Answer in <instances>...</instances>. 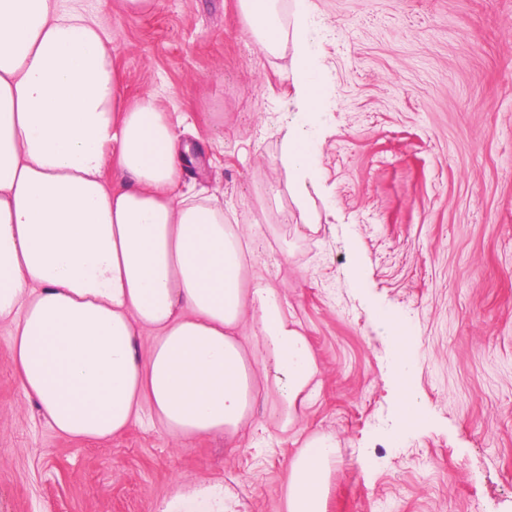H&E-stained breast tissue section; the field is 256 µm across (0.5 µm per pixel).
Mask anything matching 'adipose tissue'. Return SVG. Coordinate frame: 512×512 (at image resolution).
I'll list each match as a JSON object with an SVG mask.
<instances>
[{
  "instance_id": "adipose-tissue-1",
  "label": "adipose tissue",
  "mask_w": 512,
  "mask_h": 512,
  "mask_svg": "<svg viewBox=\"0 0 512 512\" xmlns=\"http://www.w3.org/2000/svg\"><path fill=\"white\" fill-rule=\"evenodd\" d=\"M237 7L261 53L302 46L306 33L288 26L281 0ZM184 163L152 99L124 103L96 20L60 0H0V328L25 398L60 435L107 440L147 410L179 441L232 436L260 389L291 405L319 373L272 290L245 287V230L218 197L175 195ZM276 165L316 230L297 130L284 133ZM254 337L270 363L254 359ZM336 455L325 436L299 448L283 512H326ZM235 505L231 493L203 490L166 512Z\"/></svg>"
}]
</instances>
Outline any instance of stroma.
<instances>
[{
    "label": "stroma",
    "instance_id": "1",
    "mask_svg": "<svg viewBox=\"0 0 512 512\" xmlns=\"http://www.w3.org/2000/svg\"><path fill=\"white\" fill-rule=\"evenodd\" d=\"M112 41L128 103L152 97L195 160L178 192L243 225L248 284L276 289L317 359L293 425L259 395L233 438L177 442L143 414L109 440L59 435L27 402L0 329V512H164L222 488L282 512L288 466L336 442L327 512H512V0H306L310 72L258 51L236 0H80ZM312 146L305 228L275 165L287 126ZM404 330L423 411L396 427ZM295 103L301 112H317L319 111V95L316 92L315 84L312 80L307 79L301 83H294Z\"/></svg>",
    "mask_w": 512,
    "mask_h": 512
}]
</instances>
